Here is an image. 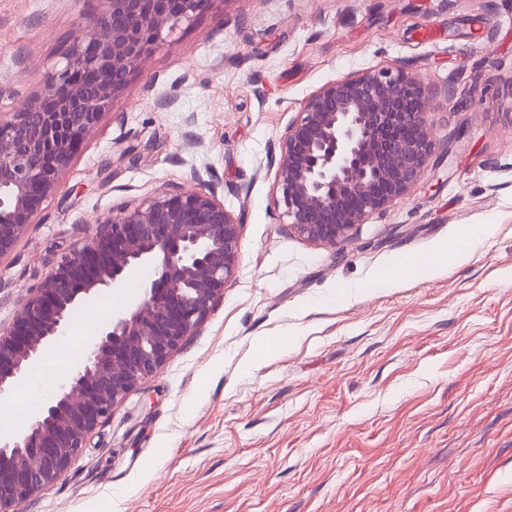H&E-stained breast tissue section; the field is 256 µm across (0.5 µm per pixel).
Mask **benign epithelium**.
Instances as JSON below:
<instances>
[{
  "label": "benign epithelium",
  "mask_w": 512,
  "mask_h": 512,
  "mask_svg": "<svg viewBox=\"0 0 512 512\" xmlns=\"http://www.w3.org/2000/svg\"><path fill=\"white\" fill-rule=\"evenodd\" d=\"M97 2L64 68L0 114V262L164 29L209 0ZM435 96L402 68L346 76L310 94L281 141L275 184L295 232L334 247L369 214L406 196L435 150L428 119ZM239 229L216 188L163 187L103 218L81 248L60 257L12 326L0 330V397L66 335L73 308L122 288L145 264L155 266L156 278L133 308L112 313L29 429L0 435V512H23L50 488L119 401L195 334L237 271Z\"/></svg>",
  "instance_id": "1"
}]
</instances>
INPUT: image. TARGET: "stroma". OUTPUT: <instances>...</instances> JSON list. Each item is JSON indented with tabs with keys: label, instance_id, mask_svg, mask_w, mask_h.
Returning <instances> with one entry per match:
<instances>
[{
	"label": "stroma",
	"instance_id": "1",
	"mask_svg": "<svg viewBox=\"0 0 512 512\" xmlns=\"http://www.w3.org/2000/svg\"><path fill=\"white\" fill-rule=\"evenodd\" d=\"M92 8L0 0V113ZM394 67L454 90L436 152L405 198L312 245L274 190L281 139L322 85ZM510 110L512 0H212L164 31L0 263V328L97 219L167 184L217 187L238 269L26 512H512ZM478 226L467 261L403 272Z\"/></svg>",
	"mask_w": 512,
	"mask_h": 512
}]
</instances>
